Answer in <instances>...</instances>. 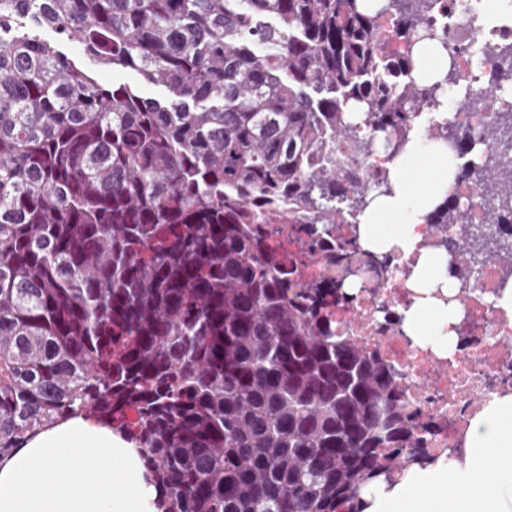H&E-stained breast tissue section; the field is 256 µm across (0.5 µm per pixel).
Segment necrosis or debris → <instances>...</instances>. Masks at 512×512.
Here are the masks:
<instances>
[{
	"instance_id": "necrosis-or-debris-1",
	"label": "necrosis or debris",
	"mask_w": 512,
	"mask_h": 512,
	"mask_svg": "<svg viewBox=\"0 0 512 512\" xmlns=\"http://www.w3.org/2000/svg\"><path fill=\"white\" fill-rule=\"evenodd\" d=\"M433 27L447 35L452 49V80L438 119L460 132L480 134L503 108H512V0H443ZM479 89L485 93L484 103L470 104L471 93ZM492 157L491 148L480 147L451 192L473 226L484 222L480 170ZM414 266L411 259L396 264L380 288L374 285L372 271L358 272L354 310L339 312L338 317L350 320L351 335L379 346L397 363L414 408L444 426L426 439L430 456L449 461L460 453L462 437L479 406L512 385V328L494 302L507 271L497 264H474L457 294L466 311L454 331L466 339L448 357L434 345L416 344L403 327L383 328L386 317L411 305L414 294L407 282Z\"/></svg>"
}]
</instances>
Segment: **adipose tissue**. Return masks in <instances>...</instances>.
Instances as JSON below:
<instances>
[{
  "label": "adipose tissue",
  "instance_id": "obj_1",
  "mask_svg": "<svg viewBox=\"0 0 512 512\" xmlns=\"http://www.w3.org/2000/svg\"><path fill=\"white\" fill-rule=\"evenodd\" d=\"M388 169L390 190L369 195L357 243L374 255L415 259L403 327L416 343L453 354L452 327L465 312L458 282L445 252L419 245L420 224L454 181L448 145L411 141ZM154 499L134 443L81 415L43 428L0 461V512H155ZM361 499L362 512H512V390L478 410L454 462L412 464L395 484L369 485Z\"/></svg>",
  "mask_w": 512,
  "mask_h": 512
}]
</instances>
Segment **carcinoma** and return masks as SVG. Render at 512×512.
I'll list each match as a JSON object with an SVG mask.
<instances>
[{
  "label": "carcinoma",
  "instance_id": "cac0c4a2",
  "mask_svg": "<svg viewBox=\"0 0 512 512\" xmlns=\"http://www.w3.org/2000/svg\"><path fill=\"white\" fill-rule=\"evenodd\" d=\"M441 0H0V459L81 413L136 443L156 512H361L420 422L401 373L333 313L357 211L441 92L412 40ZM391 12L394 27L381 34ZM163 86H104L19 21ZM424 139L474 150L453 125ZM512 136L504 113L479 139ZM512 176L486 172L490 232L446 241L512 266ZM453 199L432 232L463 224ZM293 228L274 248L283 225Z\"/></svg>",
  "mask_w": 512,
  "mask_h": 512
}]
</instances>
